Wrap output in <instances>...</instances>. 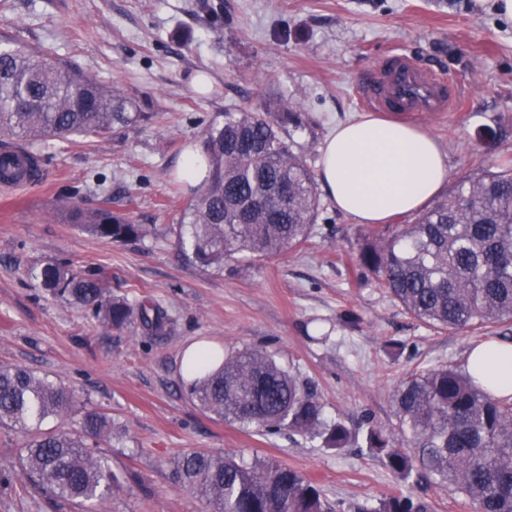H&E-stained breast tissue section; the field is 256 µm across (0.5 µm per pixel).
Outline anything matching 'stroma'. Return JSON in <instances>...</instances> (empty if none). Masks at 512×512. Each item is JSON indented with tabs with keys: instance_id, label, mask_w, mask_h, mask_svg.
I'll list each match as a JSON object with an SVG mask.
<instances>
[{
	"instance_id": "stroma-1",
	"label": "stroma",
	"mask_w": 512,
	"mask_h": 512,
	"mask_svg": "<svg viewBox=\"0 0 512 512\" xmlns=\"http://www.w3.org/2000/svg\"><path fill=\"white\" fill-rule=\"evenodd\" d=\"M1 33L96 75L150 114L104 139L43 142L40 182L0 191V364L49 375L111 418L100 451L119 482L94 512H212L173 476V460L195 449L246 464L277 459L316 482L333 512L400 492L432 512H475L438 481L395 476L365 443L335 451L219 419L189 399L181 358L196 341L228 354L265 349L315 387L325 420L361 434L384 429L403 448L401 382L463 364L476 343L512 337V324L437 331L413 319L358 269L371 225L327 199L301 249L203 269L185 259L174 230L187 200L175 184L187 147L218 113L267 111L283 98L307 118L292 136L317 168L336 124L363 111L357 78L397 52L465 97L408 119L448 163L441 197L512 163V21L496 0H0ZM67 185L80 187L83 208L108 207L157 235L110 243L71 224L59 196ZM55 259L104 271L114 295L155 300L167 316L162 333L114 328L44 291L29 270ZM393 340L415 356L391 355ZM25 441L24 430L0 425V476L9 478L0 512H81L32 485L19 462Z\"/></svg>"
}]
</instances>
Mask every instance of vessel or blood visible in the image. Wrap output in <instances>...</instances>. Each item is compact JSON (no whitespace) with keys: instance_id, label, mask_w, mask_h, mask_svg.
Instances as JSON below:
<instances>
[{"instance_id":"b4317fda","label":"vessel or blood","mask_w":512,"mask_h":512,"mask_svg":"<svg viewBox=\"0 0 512 512\" xmlns=\"http://www.w3.org/2000/svg\"><path fill=\"white\" fill-rule=\"evenodd\" d=\"M356 91L365 108L400 116L409 112H442L457 102L453 95L442 98L438 79L399 54L388 60L383 76L368 77L357 85Z\"/></svg>"}]
</instances>
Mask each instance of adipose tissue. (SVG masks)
<instances>
[{
    "mask_svg": "<svg viewBox=\"0 0 512 512\" xmlns=\"http://www.w3.org/2000/svg\"><path fill=\"white\" fill-rule=\"evenodd\" d=\"M318 178L338 210L361 224H381L416 212L435 197L448 167L425 131L363 114L339 124L326 139ZM467 367L494 394L512 395V343L475 345Z\"/></svg>",
    "mask_w": 512,
    "mask_h": 512,
    "instance_id": "adipose-tissue-1",
    "label": "adipose tissue"
}]
</instances>
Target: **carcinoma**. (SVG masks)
<instances>
[{"mask_svg":"<svg viewBox=\"0 0 512 512\" xmlns=\"http://www.w3.org/2000/svg\"><path fill=\"white\" fill-rule=\"evenodd\" d=\"M145 118L118 90L95 76L0 39V140L27 146L0 155V181L38 178L36 145L49 138H104ZM305 113L281 100L273 112H224L201 137L208 175L182 211L187 258L218 272L239 257L260 259L294 250L316 229L322 203L302 147L286 128L305 126ZM70 223L108 241L135 240L147 230L107 208L87 212L67 201ZM358 264L414 319L441 330H482L512 322V168L461 181L447 198L412 224L365 239ZM56 297L89 308L121 328L133 320L155 335L166 323L149 297L114 296L101 270L77 271L49 261L32 270ZM190 397L205 411L252 425L267 435L284 430L347 448L353 434L323 419L314 388L260 348L224 357L209 352L189 364ZM402 431L413 448H394L368 428L367 448L395 474L428 475L471 500L477 512H512V396L493 395L466 369L446 365L416 371L395 393ZM74 391L33 370L0 364V422L29 432L21 453L30 480L55 501L86 505L112 494L108 460L90 445L110 441L112 421L88 411L74 433L44 431L47 418L71 414ZM177 483L199 494L214 512H330L320 490L274 460L247 465L232 455L191 451L173 462ZM365 512H430L427 500L400 492Z\"/></svg>","mask_w":512,"mask_h":512,"instance_id":"cac0c4a2","label":"carcinoma"}]
</instances>
